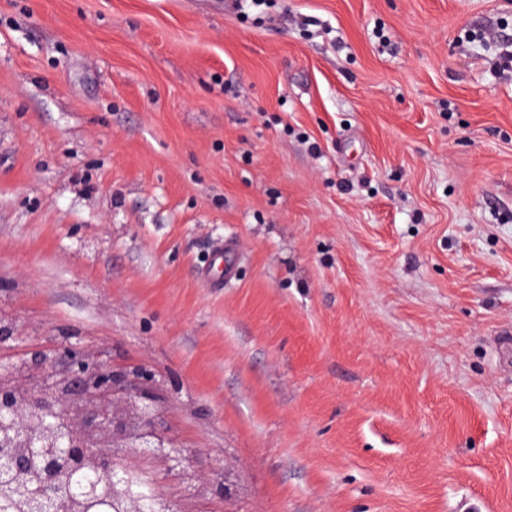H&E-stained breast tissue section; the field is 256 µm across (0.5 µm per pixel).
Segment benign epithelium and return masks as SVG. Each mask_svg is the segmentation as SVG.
Instances as JSON below:
<instances>
[{
  "label": "benign epithelium",
  "instance_id": "7a95c632",
  "mask_svg": "<svg viewBox=\"0 0 512 512\" xmlns=\"http://www.w3.org/2000/svg\"><path fill=\"white\" fill-rule=\"evenodd\" d=\"M151 375L138 367L117 372L94 353L65 347L44 354L33 365L0 364V429L11 446H0V472L8 470L19 495L29 501L23 512L48 506L59 509V495L37 500L29 496L32 480L43 482L30 465L27 449L48 448L50 471H90L95 481L84 491L83 512L107 495L122 512H142L130 491L129 467L113 452H143L164 467L181 460L163 428L162 414L150 396Z\"/></svg>",
  "mask_w": 512,
  "mask_h": 512
}]
</instances>
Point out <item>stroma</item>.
<instances>
[{"instance_id": "obj_1", "label": "stroma", "mask_w": 512, "mask_h": 512, "mask_svg": "<svg viewBox=\"0 0 512 512\" xmlns=\"http://www.w3.org/2000/svg\"><path fill=\"white\" fill-rule=\"evenodd\" d=\"M499 34L512 0H0V363L145 367L187 512H512ZM235 252L231 243H220L213 247L209 266L224 268V280H231L235 274Z\"/></svg>"}]
</instances>
